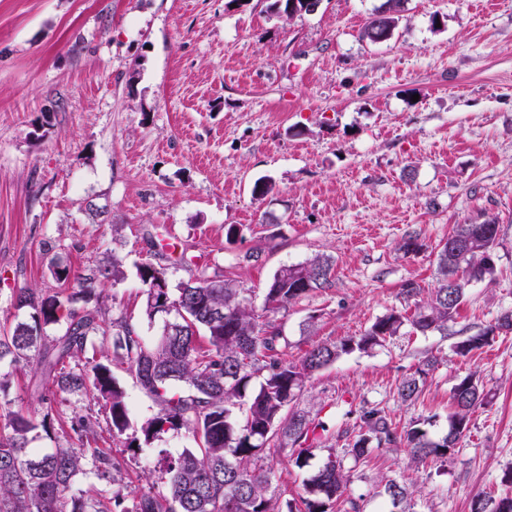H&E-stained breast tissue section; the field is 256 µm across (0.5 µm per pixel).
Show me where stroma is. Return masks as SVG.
<instances>
[{
    "label": "stroma",
    "mask_w": 512,
    "mask_h": 512,
    "mask_svg": "<svg viewBox=\"0 0 512 512\" xmlns=\"http://www.w3.org/2000/svg\"><path fill=\"white\" fill-rule=\"evenodd\" d=\"M383 2L322 0L285 19L268 0H0V325L26 316L17 289L54 288L55 255L76 274L107 252L122 259L125 279L99 290L103 317L126 314L152 339L160 325L143 317L134 265L161 239L247 289L258 309L281 266L325 254L332 286L282 319L295 361L402 308L405 282L429 298L455 225L495 221L496 275L470 282L447 332L401 334L315 375L299 406L336 439L304 467L274 461L285 501L354 435L362 406L444 434L451 388L476 370L487 397L447 463H414L399 443L345 461L344 495L362 512H389L392 479L411 491L404 512H470L477 494L512 496L501 481L512 466V332L471 358L454 351L512 310V0H405L393 36L374 44L363 33ZM262 176L275 190L258 197ZM231 225L241 237H226ZM410 236L421 249L406 254ZM430 357L421 396L402 401L398 384ZM113 371L140 428L158 406L126 366ZM5 399L57 417L31 435L42 451L77 446L71 418L93 415L133 488L157 481L162 453L193 445L181 430L125 447L103 401L21 371Z\"/></svg>",
    "instance_id": "obj_1"
}]
</instances>
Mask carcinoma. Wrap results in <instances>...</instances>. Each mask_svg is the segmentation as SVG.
<instances>
[{"instance_id": "obj_1", "label": "carcinoma", "mask_w": 512, "mask_h": 512, "mask_svg": "<svg viewBox=\"0 0 512 512\" xmlns=\"http://www.w3.org/2000/svg\"><path fill=\"white\" fill-rule=\"evenodd\" d=\"M404 0H386L373 13L364 36L372 43L389 39L397 28ZM303 8L300 0H271L268 9L288 17ZM498 225L458 224L437 253L438 287L420 300V286L403 285L404 307L378 318L360 336L322 342L297 362L285 358L288 338L278 316L317 289L332 286L330 257L281 267L265 289L262 312H256L245 289L220 275L185 267L188 277L170 287L167 267L151 261L135 264L146 295L144 317L152 322L165 308L179 320L175 336L146 339L140 328L121 314L106 323L95 301L96 289L108 281L125 279L122 259L107 255L75 275L71 267L51 259L54 292L21 288L14 306L29 310V318L0 329V364L19 367L52 381L55 391L85 394L105 401L112 436L130 428L125 390L110 363L85 356L93 336L112 337L113 360L127 365L141 387L158 405L157 413L141 427L149 443L170 430H185L196 444L177 455L161 457L167 478L153 487L129 491L122 483L121 461L99 446L97 421L81 416L76 431L80 446L58 447L46 453L28 448L29 434L48 430L49 414L38 421L22 411L8 410L0 426V512H335L349 481L345 458H368L374 450L398 441L405 443L415 462H445L469 430L471 412L485 399L479 378L469 373L453 387L448 431L433 436L414 422L398 430L381 408L364 407L357 434L341 452L331 448L322 465L304 482L300 504L281 505L272 488L273 469L265 460L285 451L297 466L304 465L307 443L323 439L326 426L297 408L306 383L341 356L369 352L397 335L404 325L425 335L448 329L473 279L493 277ZM77 288L84 305L73 307L64 294ZM65 321V330L51 345L47 328ZM512 331V311L503 312L482 333L458 342L456 354L471 357L490 337ZM70 359L77 368H66ZM437 359L425 360L398 385L403 401L421 395ZM112 474V496L73 491L75 477L86 471ZM384 493L395 508L407 499L405 484L391 480ZM471 512H512V497L495 499L479 494Z\"/></svg>"}]
</instances>
